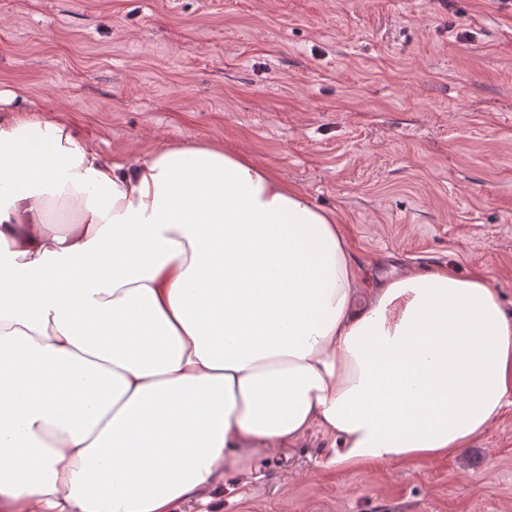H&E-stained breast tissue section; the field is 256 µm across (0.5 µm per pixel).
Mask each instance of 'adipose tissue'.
I'll return each mask as SVG.
<instances>
[{"instance_id":"obj_1","label":"adipose tissue","mask_w":512,"mask_h":512,"mask_svg":"<svg viewBox=\"0 0 512 512\" xmlns=\"http://www.w3.org/2000/svg\"><path fill=\"white\" fill-rule=\"evenodd\" d=\"M512 405L486 277L368 279L333 212L208 141L0 121V512H171L238 461L455 455Z\"/></svg>"}]
</instances>
